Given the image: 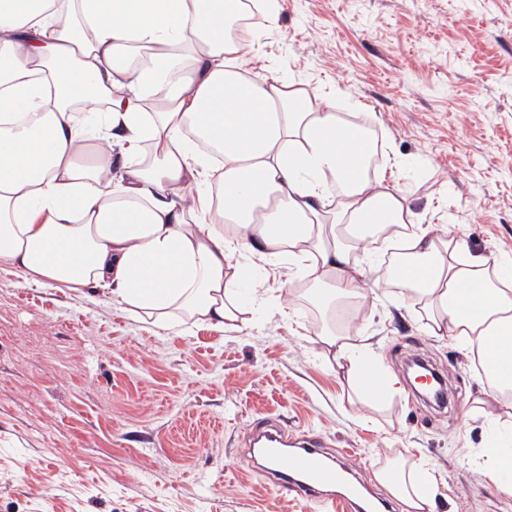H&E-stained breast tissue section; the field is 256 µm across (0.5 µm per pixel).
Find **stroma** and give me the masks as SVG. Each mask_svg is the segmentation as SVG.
Listing matches in <instances>:
<instances>
[{"label": "stroma", "mask_w": 512, "mask_h": 512, "mask_svg": "<svg viewBox=\"0 0 512 512\" xmlns=\"http://www.w3.org/2000/svg\"><path fill=\"white\" fill-rule=\"evenodd\" d=\"M279 5L247 67L340 113L366 105L423 224L471 254L512 256V0ZM320 319L288 297L254 307L241 331L158 328L0 262V512H329L247 463L260 420L320 435L372 497L388 495L376 470L421 458L444 483L434 512H512L484 474L490 423L468 413L485 388L476 358L384 299L367 342L405 392L361 427L311 343ZM408 355L444 376L446 408L416 397Z\"/></svg>", "instance_id": "obj_1"}]
</instances>
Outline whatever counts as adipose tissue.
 Instances as JSON below:
<instances>
[{
	"label": "adipose tissue",
	"mask_w": 512,
	"mask_h": 512,
	"mask_svg": "<svg viewBox=\"0 0 512 512\" xmlns=\"http://www.w3.org/2000/svg\"><path fill=\"white\" fill-rule=\"evenodd\" d=\"M242 0H0V259L25 280L91 290L159 328L249 323L238 290L288 261L327 312L374 311L379 246L406 235L396 272L409 316L483 364L487 400L512 390V276L504 258L419 224L397 181L370 176L369 112L340 114L303 85L244 69ZM360 384L364 323L313 339ZM484 450L504 492L512 421ZM403 512H433L424 461L378 472Z\"/></svg>",
	"instance_id": "ef3b65f1"
}]
</instances>
